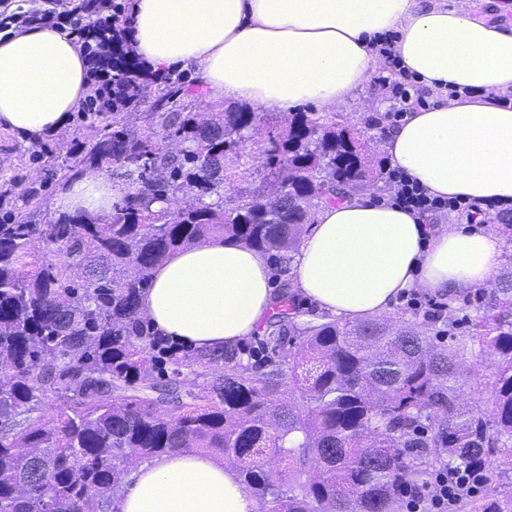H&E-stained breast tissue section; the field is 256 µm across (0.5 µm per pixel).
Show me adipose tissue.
<instances>
[{"label": "adipose tissue", "instance_id": "1", "mask_svg": "<svg viewBox=\"0 0 512 512\" xmlns=\"http://www.w3.org/2000/svg\"><path fill=\"white\" fill-rule=\"evenodd\" d=\"M512 9L477 16L449 0H134L128 44L149 72L192 69L209 99L288 115L345 106L382 61L376 36L395 33L401 67L435 93L382 140L389 167L433 196L512 203ZM89 62L77 37L32 23L0 34V130L28 142L71 120ZM107 173L71 175L51 208L108 215L121 197ZM506 255L502 236L467 224L423 228L417 217L349 192L321 204L293 253L292 292L321 313L356 322L402 295H455L488 286ZM268 251L207 236L150 272L140 314L157 334L198 350L239 345L279 293ZM239 471L193 451L140 461L110 512H258Z\"/></svg>", "mask_w": 512, "mask_h": 512}]
</instances>
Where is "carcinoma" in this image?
<instances>
[{
    "label": "carcinoma",
    "mask_w": 512,
    "mask_h": 512,
    "mask_svg": "<svg viewBox=\"0 0 512 512\" xmlns=\"http://www.w3.org/2000/svg\"><path fill=\"white\" fill-rule=\"evenodd\" d=\"M199 117L174 101L137 132L114 112L112 130L80 145L124 188L106 218H0V512H103L124 464L186 448L236 463L260 512H398V488L444 455L507 476L512 268L494 283L497 311L473 324L496 357L487 405L459 402L466 344L438 348L414 324L285 311L254 367L235 350L161 346L138 296L168 253L207 235L288 252L321 203L381 179L336 112H295L284 126L235 106ZM257 134L263 166L226 199ZM188 362L203 368L189 388ZM49 400L63 406L46 418Z\"/></svg>",
    "instance_id": "carcinoma-1"
}]
</instances>
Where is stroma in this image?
Here are the masks:
<instances>
[{
	"label": "stroma",
	"instance_id": "stroma-1",
	"mask_svg": "<svg viewBox=\"0 0 512 512\" xmlns=\"http://www.w3.org/2000/svg\"><path fill=\"white\" fill-rule=\"evenodd\" d=\"M176 94L178 102L188 112H219L222 104L209 100L202 86L193 81L188 69L173 70L168 77L146 83L139 102L133 106L127 119L129 127L147 130L153 112L169 107V94ZM393 107L390 88L367 81L357 90L342 109V116L350 132L369 137L386 112ZM111 114L73 112L70 123L49 139L27 143L15 135L0 131V217L10 214L34 224L44 223L52 214L49 201L63 188L67 176L84 170L85 165L75 151L76 145L89 141L106 125ZM483 290L462 292L446 299L444 318L428 325L430 333L445 330L443 344L465 341L468 345L465 367L478 372L480 387L465 384L464 401L473 403L492 396L496 367L493 358L484 352L472 334L471 325L487 310Z\"/></svg>",
	"mask_w": 512,
	"mask_h": 512
}]
</instances>
